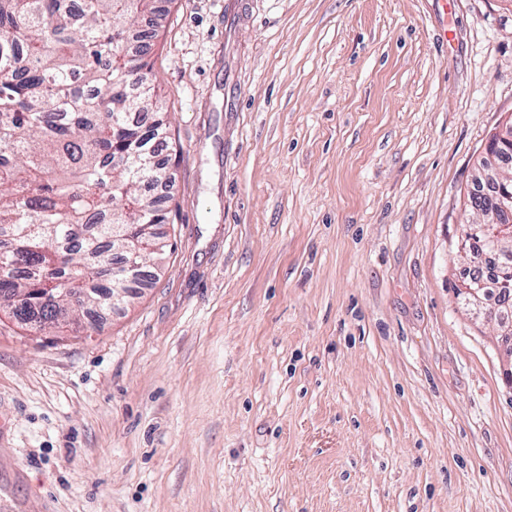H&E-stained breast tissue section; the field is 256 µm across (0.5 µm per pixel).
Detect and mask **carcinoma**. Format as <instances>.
Instances as JSON below:
<instances>
[{
  "mask_svg": "<svg viewBox=\"0 0 512 512\" xmlns=\"http://www.w3.org/2000/svg\"><path fill=\"white\" fill-rule=\"evenodd\" d=\"M156 0H0V308L41 332L77 321L79 312L112 307L113 226L164 224L157 198L141 192L165 183L175 151L149 57L157 22L135 53L127 49L138 19L156 11ZM479 161L512 164V143L489 140ZM479 178L469 205L499 211L491 184ZM490 225L466 242L473 261L502 260L487 277L468 274L463 285L482 283L503 304L501 284L512 285V238L491 247ZM29 288L57 293L17 309Z\"/></svg>",
  "mask_w": 512,
  "mask_h": 512,
  "instance_id": "cac0c4a2",
  "label": "carcinoma"
}]
</instances>
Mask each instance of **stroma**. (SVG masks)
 <instances>
[{
    "instance_id": "stroma-1",
    "label": "stroma",
    "mask_w": 512,
    "mask_h": 512,
    "mask_svg": "<svg viewBox=\"0 0 512 512\" xmlns=\"http://www.w3.org/2000/svg\"><path fill=\"white\" fill-rule=\"evenodd\" d=\"M224 2H159L155 277L92 331L0 312V512H512L503 345L456 297L512 0Z\"/></svg>"
}]
</instances>
